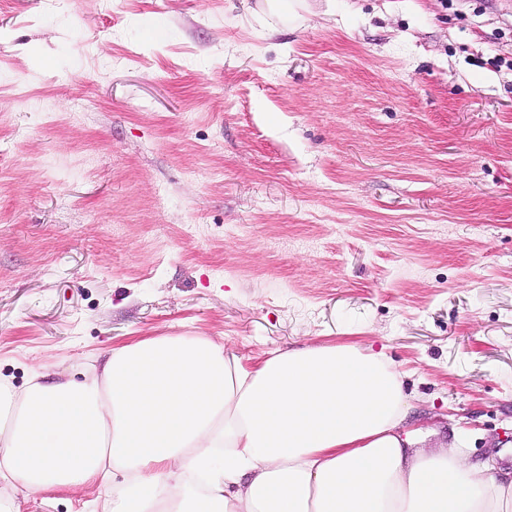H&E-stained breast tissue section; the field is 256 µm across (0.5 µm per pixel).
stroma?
Masks as SVG:
<instances>
[{"label":"stroma","mask_w":512,"mask_h":512,"mask_svg":"<svg viewBox=\"0 0 512 512\" xmlns=\"http://www.w3.org/2000/svg\"><path fill=\"white\" fill-rule=\"evenodd\" d=\"M162 335L357 338L511 472L512 6L0 0V374Z\"/></svg>","instance_id":"35a3bbf8"}]
</instances>
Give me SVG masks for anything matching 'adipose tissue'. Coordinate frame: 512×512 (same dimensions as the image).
<instances>
[{
  "label": "adipose tissue",
  "instance_id": "1",
  "mask_svg": "<svg viewBox=\"0 0 512 512\" xmlns=\"http://www.w3.org/2000/svg\"><path fill=\"white\" fill-rule=\"evenodd\" d=\"M404 414L399 374L351 337L248 363L147 336L80 380L0 375V479L108 482V512H512V476L466 465L459 442L416 449Z\"/></svg>",
  "mask_w": 512,
  "mask_h": 512
}]
</instances>
